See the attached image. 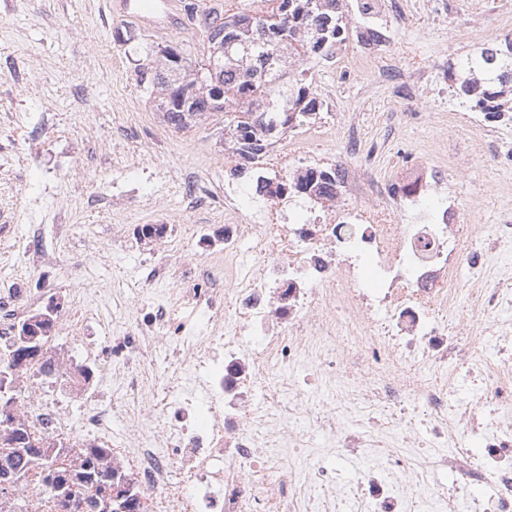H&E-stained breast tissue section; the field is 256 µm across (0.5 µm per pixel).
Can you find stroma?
<instances>
[{
    "label": "stroma",
    "instance_id": "stroma-1",
    "mask_svg": "<svg viewBox=\"0 0 512 512\" xmlns=\"http://www.w3.org/2000/svg\"><path fill=\"white\" fill-rule=\"evenodd\" d=\"M397 17L391 40L374 51L346 39L338 64L315 60L311 88L335 114L331 129L311 124L312 152L340 149L358 123L361 161L389 181L413 155L455 163L448 194L476 240L512 224V122L481 114L498 129L504 153L485 163L488 143L448 115L462 106L442 94L476 49L491 43L512 0H387ZM131 33V42L118 33ZM192 61L207 51L198 19L158 37L113 17L106 0H0V289H55L68 316L77 291L130 294L144 254L178 263L194 252L195 224L224 221V115L210 112L177 130L164 122L145 76L158 51ZM201 199L187 210L184 185ZM51 188L34 217L27 198ZM68 224L56 259L33 263L16 246L31 224ZM182 224L176 239L144 245L114 240L120 225Z\"/></svg>",
    "mask_w": 512,
    "mask_h": 512
}]
</instances>
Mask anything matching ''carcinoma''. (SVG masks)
Segmentation results:
<instances>
[{
  "label": "carcinoma",
  "instance_id": "1",
  "mask_svg": "<svg viewBox=\"0 0 512 512\" xmlns=\"http://www.w3.org/2000/svg\"><path fill=\"white\" fill-rule=\"evenodd\" d=\"M204 28L208 48L203 66L178 68L172 82L177 94L170 93L165 79L155 76L151 80L157 109L167 124L183 129L196 116L222 112L224 134L239 145L243 158L254 161L287 131L316 120L317 98L306 82V70L289 78L287 62L304 64L325 57L345 41L347 22L336 8V0H279L278 8L265 14L208 12ZM502 58L512 59V40L477 51L457 74L452 96L463 105L491 114L512 112V70L498 66L497 60ZM208 66L223 85L220 94L203 89L201 79L209 75ZM42 315L41 311L35 313L20 329L32 326L43 348L51 321L41 319ZM28 348L20 337L13 343L0 367V388L12 389L14 372L35 365L42 356ZM32 468L44 474L65 508L83 500L63 460L47 454L41 442L19 425H0V492L9 477ZM83 479L88 485L101 483L107 491L106 497L87 501L91 512H133L128 492L112 487V472L101 470L95 458L85 460Z\"/></svg>",
  "mask_w": 512,
  "mask_h": 512
}]
</instances>
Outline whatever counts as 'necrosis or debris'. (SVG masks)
I'll return each instance as SVG.
<instances>
[{"mask_svg": "<svg viewBox=\"0 0 512 512\" xmlns=\"http://www.w3.org/2000/svg\"><path fill=\"white\" fill-rule=\"evenodd\" d=\"M299 137L265 154L264 191L224 152L232 221L210 224L178 266L142 265L147 285L123 322L49 344L14 376L17 423L81 481L86 457L121 476L135 512H512V290L470 289L489 248L448 204V170L406 162L385 183L342 152L308 155ZM304 172L336 174L333 195L296 193ZM34 306L0 296V353ZM480 330L473 345L469 334ZM78 404V417L68 408ZM120 431H113V421ZM372 458L351 488L340 458ZM454 474L457 484L441 488ZM0 512H62L34 472L0 494Z\"/></svg>", "mask_w": 512, "mask_h": 512, "instance_id": "necrosis-or-debris-1", "label": "necrosis or debris"}]
</instances>
